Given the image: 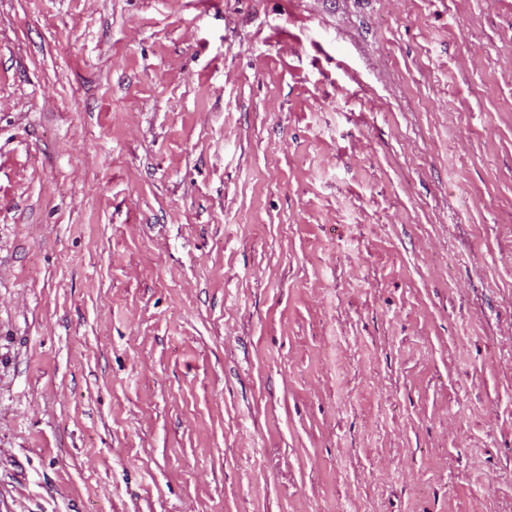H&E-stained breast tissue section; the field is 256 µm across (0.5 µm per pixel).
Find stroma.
Returning <instances> with one entry per match:
<instances>
[{"label":"stroma","mask_w":512,"mask_h":512,"mask_svg":"<svg viewBox=\"0 0 512 512\" xmlns=\"http://www.w3.org/2000/svg\"><path fill=\"white\" fill-rule=\"evenodd\" d=\"M0 512H512V0H0Z\"/></svg>","instance_id":"obj_1"}]
</instances>
